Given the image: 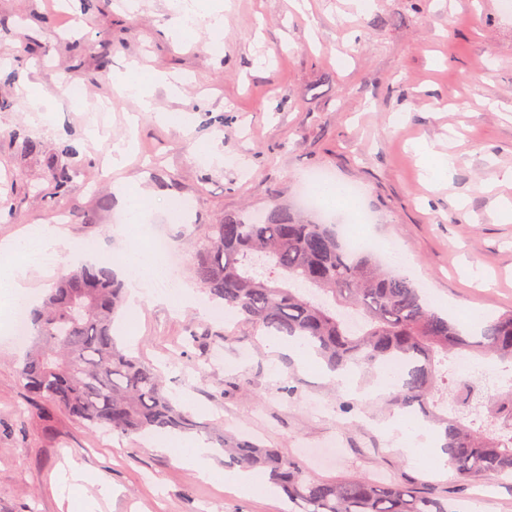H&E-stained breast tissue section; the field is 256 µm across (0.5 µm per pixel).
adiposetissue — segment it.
I'll return each instance as SVG.
<instances>
[{
  "label": "adipose tissue",
  "instance_id": "ef3b65f1",
  "mask_svg": "<svg viewBox=\"0 0 512 512\" xmlns=\"http://www.w3.org/2000/svg\"><path fill=\"white\" fill-rule=\"evenodd\" d=\"M168 7L176 17L175 24L166 32L168 38L182 35L190 20L206 24L216 34L221 33L224 27L225 0H169ZM74 249L75 244L67 231L51 224L28 228L21 236L0 241V315L8 316L19 309H31L34 305L35 292L28 276L13 264L16 255H24L29 265L34 267L39 265L44 255L57 256ZM112 268L126 283L128 317H135L141 302L147 298L173 309L183 308L194 299L192 286L182 282L163 291L150 289L149 283L158 274L160 266L141 245L133 244L122 251ZM210 453L205 439L197 437L189 441L188 450L181 460L209 479H230L243 495L267 491L265 477L253 471L224 473L213 464Z\"/></svg>",
  "mask_w": 512,
  "mask_h": 512
}]
</instances>
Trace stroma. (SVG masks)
<instances>
[{
  "label": "stroma",
  "mask_w": 512,
  "mask_h": 512,
  "mask_svg": "<svg viewBox=\"0 0 512 512\" xmlns=\"http://www.w3.org/2000/svg\"><path fill=\"white\" fill-rule=\"evenodd\" d=\"M52 16L50 30L36 17ZM166 0H0V57L14 64L0 78V240L30 225L65 228L79 245L98 244L109 262L143 228L165 232L182 258L194 225L273 204L297 206L310 174L323 171L357 188L353 208L330 213L339 226L366 218L361 232L398 243L403 267L429 298L456 317L470 310H512V11L504 0H231L213 50L202 29L176 46L161 31ZM111 48L103 59V48ZM185 79L181 96L153 90L157 110L189 113L180 129L141 111L120 94L116 78L132 64ZM33 84L53 110L29 119L22 84ZM84 95L72 99L69 86ZM111 104L108 112L99 111ZM54 152L69 145L83 171L65 191L46 178L39 158L20 153L15 134ZM128 142L126 155L116 146ZM428 141L453 158L448 181L431 191L413 151ZM224 162H214V155ZM147 190L143 220L126 226L119 192ZM188 210L172 222L171 200ZM180 310L146 300L130 335V354L159 367L167 394L199 418L250 434L294 456L329 481L401 475L454 497L460 512H512V486L459 488L452 468L411 462L384 427L382 397H362L352 419L336 410L348 391L335 388L319 364L299 366L277 337L245 323L214 321L204 293ZM223 364L200 361L184 345L189 329ZM25 344L0 334V512H67L56 486L62 467L94 475L86 495L98 512H290L280 493L243 496L184 466L145 438L92 433L56 408L37 409L23 386ZM288 386L296 400L282 397ZM325 409L310 413L309 401ZM341 435L338 455H322ZM114 492L98 494V478Z\"/></svg>",
  "instance_id": "1"
}]
</instances>
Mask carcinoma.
<instances>
[{"mask_svg":"<svg viewBox=\"0 0 512 512\" xmlns=\"http://www.w3.org/2000/svg\"><path fill=\"white\" fill-rule=\"evenodd\" d=\"M43 167L59 190L80 172L57 154L45 156ZM191 273L212 305L258 330L302 340L333 371L375 378L400 365L387 409L442 433L459 486L512 481V397L492 400L489 434L468 420L469 383L436 362L468 351L512 365V310L462 327L412 280L383 270L374 252L348 247L336 225L278 204L199 225ZM124 304V285L106 263H82L52 285L43 308L30 315L35 336L21 370L36 399L93 432L205 433L228 464L266 474L294 505L291 512H451L448 497L399 476L336 482L308 475L259 439L182 410L159 370L120 346L114 322Z\"/></svg>","mask_w":512,"mask_h":512,"instance_id":"carcinoma-1","label":"carcinoma"}]
</instances>
